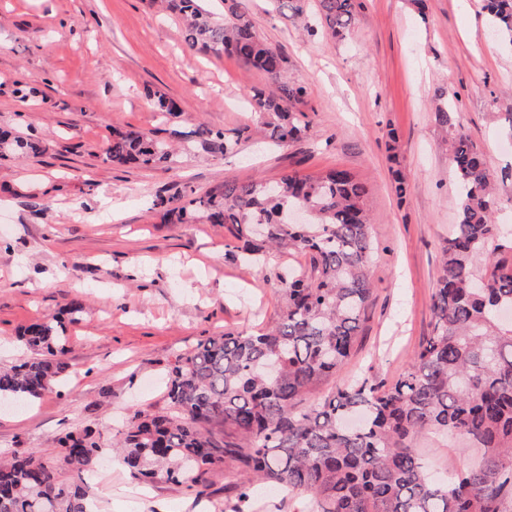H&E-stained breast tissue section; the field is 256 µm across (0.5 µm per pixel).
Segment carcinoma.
<instances>
[{
	"mask_svg": "<svg viewBox=\"0 0 512 512\" xmlns=\"http://www.w3.org/2000/svg\"><path fill=\"white\" fill-rule=\"evenodd\" d=\"M186 25L190 46L235 55L269 78L249 98L275 145L296 143L309 125L295 105L306 93L288 83V59L261 39L249 16L233 9L214 19L203 0H165ZM322 34L341 40L360 0H317ZM494 32L512 43V0H483ZM156 111L174 116L176 102L147 91ZM164 138L116 131L105 150L114 165L152 168L169 162L173 144L194 143L228 154L251 138L202 125L163 130ZM37 148L28 138L0 134V153ZM452 165L459 222L443 248L431 305L433 334L391 384L365 377L337 383L308 409L296 405L351 356L371 294V224L366 186L347 170L318 177L286 174L276 181L224 183L223 190L158 195L154 206L180 224H230L248 255L283 249L310 255V273L281 279L277 321L258 332L209 336L180 354L167 373L169 411L134 413L116 444L129 476L165 481L197 495L206 475L224 465L237 471L238 510L250 512L252 489L267 483L310 496L311 512H512V325L497 307H512V261L489 255L491 271L476 288L474 256L495 236L498 195L483 153L463 126H454ZM295 207L310 221L288 220ZM65 325L52 317L22 334L36 352L0 369V400L24 403L51 392L69 365ZM474 440L479 459L431 480L411 439L427 430ZM86 427L57 439L68 476L42 459L0 462V512H90L85 474L102 451Z\"/></svg>",
	"mask_w": 512,
	"mask_h": 512,
	"instance_id": "obj_1",
	"label": "carcinoma"
}]
</instances>
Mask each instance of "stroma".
<instances>
[{
  "label": "stroma",
  "instance_id": "35a3bbf8",
  "mask_svg": "<svg viewBox=\"0 0 512 512\" xmlns=\"http://www.w3.org/2000/svg\"><path fill=\"white\" fill-rule=\"evenodd\" d=\"M306 18L279 13L272 0H204L224 17L247 11L256 31L288 58V80L309 131L285 147L261 145V120L246 92L264 73L229 55L191 47L185 26L158 0H0V129L39 142L37 152L0 158V367L29 358L21 335L31 324L84 311L68 325L70 374L56 392L0 406V457L55 460L59 436L94 428L111 444L133 412H167L164 376L199 340L257 330L278 317V276L309 270L301 253L256 263L233 249L230 225L170 224L153 206L190 185L275 181L286 173L350 171L367 189L373 215L372 295L340 379L369 371L397 379L431 336V299L441 249L458 220L452 132L435 120L453 109L483 151L501 203L499 252L512 256V139L500 121L512 112V44L488 32L481 0H361L349 36L308 35ZM153 89L179 107L164 119L145 96ZM177 125L250 126L237 153L176 150L161 167H112L113 130ZM396 139H389V131ZM410 184L397 199L392 171ZM439 478L475 460L463 435L435 431L413 443ZM98 512H235V471L207 475V494L181 486L138 485L104 452L88 475Z\"/></svg>",
  "mask_w": 512,
  "mask_h": 512
}]
</instances>
